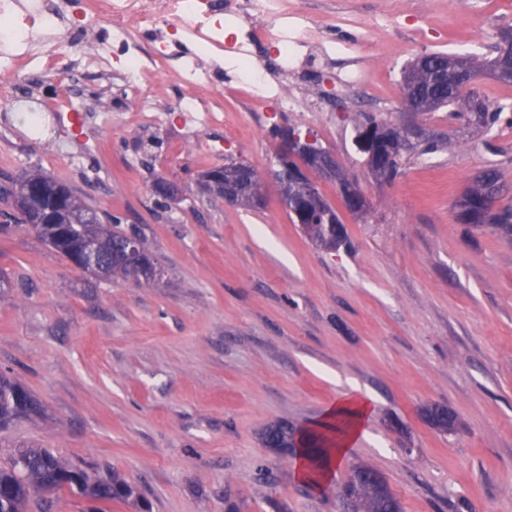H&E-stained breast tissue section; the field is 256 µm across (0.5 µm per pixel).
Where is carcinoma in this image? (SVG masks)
<instances>
[{
  "instance_id": "obj_1",
  "label": "carcinoma",
  "mask_w": 512,
  "mask_h": 512,
  "mask_svg": "<svg viewBox=\"0 0 512 512\" xmlns=\"http://www.w3.org/2000/svg\"><path fill=\"white\" fill-rule=\"evenodd\" d=\"M435 65L445 58L456 60L462 79L447 91L432 92L427 111H448V120L462 123L466 127H489L497 122L508 106L491 107L486 98L474 87L476 77L484 70L500 67L498 82L512 85V58L494 55L490 59L443 52L426 54ZM360 134L372 131L382 138L388 134L397 137L395 130L388 131V125L378 124L373 117L366 115L359 123ZM225 168L234 170L245 184L259 191L263 177L252 166L245 163H230ZM53 186L67 196V203L58 214L59 223L44 224L38 237L63 258L76 266L80 263L86 248L83 232L84 224L98 226L100 251L112 256L102 272L93 275L105 281L132 282L150 285L162 278L163 270L158 260L146 246H141L135 257L126 255L128 240L134 234L127 233L120 224H106L99 210L78 197L74 190L60 181ZM12 222L27 227L36 224L38 209L31 205H20L11 215ZM340 223L336 210L326 199L309 211L303 232L320 249L337 251L347 243L346 236L336 232ZM474 227H490L505 237L512 236V207L499 208V213L486 215L479 210L463 220ZM39 412V404L31 393L16 380L0 374V428L11 422ZM432 426L443 432L454 429L455 419L448 418V410L433 407L428 411ZM352 416L340 414L336 423L322 425V430L296 427L288 422H279L265 429L262 442L265 447L279 453H289L307 462L306 481L316 483V478L330 470L332 448L336 447L333 434L344 432L351 423ZM353 472L361 475V480L350 485L347 512H403L397 495L388 487L384 479H376L377 472L368 466H358ZM68 490L92 502L106 504L122 502L136 512H145L146 505L136 488L117 473L107 480L94 479L84 469L64 462L50 449L32 445H19L9 455L5 465L0 467V512H27L30 502L39 493Z\"/></svg>"
}]
</instances>
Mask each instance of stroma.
Returning <instances> with one entry per match:
<instances>
[{"label": "stroma", "mask_w": 512, "mask_h": 512, "mask_svg": "<svg viewBox=\"0 0 512 512\" xmlns=\"http://www.w3.org/2000/svg\"><path fill=\"white\" fill-rule=\"evenodd\" d=\"M317 39L365 72L291 71L306 99L335 92L340 108L301 120L259 116L238 93L216 96L224 121L186 136L121 118L135 102L120 82L91 85L102 120L80 164L74 133L27 142L0 132V184L41 172L138 232L166 274L160 284L101 281L25 226L0 233V372L40 414L0 429V464L20 444L52 449L92 476L116 472L151 512H339L352 469L379 472L404 512H512V241L460 223L455 201L497 169L512 202V124L454 130L444 114L419 120L451 141L407 155L377 179L349 133L358 113L404 120L403 70L424 53L488 57L512 0H288ZM290 125L333 153L368 200L342 207L320 183L350 241L316 248L290 220L277 187L254 210L225 205L202 172L230 161L274 167L275 127ZM174 183V201L154 196ZM368 400L364 433L309 485L294 458L264 448L284 421L325 422L337 397ZM456 414L454 432L425 414Z\"/></svg>", "instance_id": "stroma-1"}]
</instances>
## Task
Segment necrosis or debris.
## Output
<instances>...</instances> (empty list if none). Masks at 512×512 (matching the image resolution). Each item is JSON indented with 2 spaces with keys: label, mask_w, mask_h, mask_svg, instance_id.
I'll list each match as a JSON object with an SVG mask.
<instances>
[{
  "label": "necrosis or debris",
  "mask_w": 512,
  "mask_h": 512,
  "mask_svg": "<svg viewBox=\"0 0 512 512\" xmlns=\"http://www.w3.org/2000/svg\"><path fill=\"white\" fill-rule=\"evenodd\" d=\"M221 10L251 22L234 42H225L221 32L206 30ZM281 13L279 0H226L221 7L215 0H0V58L11 62L18 98H25L38 79L49 75L65 80L68 89L67 95L43 106L37 117L24 119L5 113L0 127L31 131L40 140L49 138L57 128L71 122L72 97L85 78L108 80L116 71L135 96L133 114L123 118L126 124L139 126L162 120L155 104L168 80L182 90L172 112L184 127L194 129L223 121V114L213 110L204 97L205 92L218 89L210 57L220 51L238 59L245 74L241 89L249 104L270 103L280 112L299 111L304 103L287 91L286 71L270 64L256 66L252 61L254 48L268 46L280 58L295 57L303 48H317L327 57L335 50L316 45L306 19L290 26L267 23V16ZM145 25L157 30L155 46L147 54L140 45V29ZM58 38L80 39L84 45L69 63L48 55L40 68H32L31 59L40 45ZM173 43H191L197 50L176 58L169 50ZM149 77L155 80L153 89L149 95H140V86Z\"/></svg>",
  "instance_id": "obj_1"
}]
</instances>
